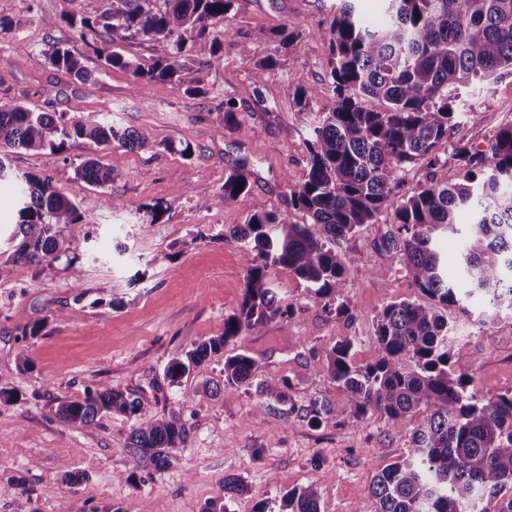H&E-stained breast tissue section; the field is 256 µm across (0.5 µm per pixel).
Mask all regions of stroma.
Listing matches in <instances>:
<instances>
[{
	"label": "stroma",
	"instance_id": "obj_1",
	"mask_svg": "<svg viewBox=\"0 0 512 512\" xmlns=\"http://www.w3.org/2000/svg\"><path fill=\"white\" fill-rule=\"evenodd\" d=\"M111 3L0 0V18L13 22L0 29V97L59 113L67 122L106 116L147 140L141 149L116 145L101 153L102 163L118 173L103 188L76 175L92 153L81 141H69L59 154L15 149L8 155L13 176L0 179V387L12 396H0V512H201L210 501L226 512H254L257 504L309 485L321 512H375L371 480L409 453L411 430L380 416L354 419L322 354L348 337L357 364L374 362L377 314L391 303L422 298L399 259L376 248L387 214L337 246L355 260L343 295L346 313L325 308L287 269L270 270L291 313L242 345L256 361V381L287 385V405L252 390L225 396L220 352L178 381L166 375L169 362L223 332L255 263V251L228 236L248 223L249 212L214 200L225 175L244 168L252 193L267 209L283 211L289 184L307 173L308 126L334 101L325 33L338 0H237L234 25L248 34L253 60L230 44L214 58L210 40H199L179 82L152 83L144 102L130 95L128 73L103 70L69 24L100 15ZM47 17L52 26L44 25ZM282 27L304 33L285 53L269 38ZM54 45L73 51L91 79L56 71L47 58ZM272 53L277 65L255 77L254 59ZM202 62L210 65L208 92L189 95ZM302 86L319 91L304 112L296 104ZM228 100L246 114L247 134L220 130ZM474 104L476 117L458 134L482 144L512 121V77L486 85ZM28 173L51 176L78 203L89 238L70 244L68 260L27 268L20 277L4 253L17 220L19 177ZM460 175L453 162L434 169L417 162L405 167L398 192L432 181L451 184ZM188 185L199 194H186ZM158 201L168 210L153 221L145 207ZM160 253L169 261L156 262ZM448 319L476 357L477 388L512 391V318L481 322L452 311ZM36 322L45 325L41 336H25ZM104 385L141 396L140 415L102 416L86 427L57 417L59 400ZM315 398L334 407L317 426L304 412ZM150 417L176 418L187 431L186 443L159 471L137 466L130 448L132 431ZM68 472L80 481L65 482ZM228 476L243 482V492H225Z\"/></svg>",
	"mask_w": 512,
	"mask_h": 512
}]
</instances>
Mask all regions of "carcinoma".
I'll return each instance as SVG.
<instances>
[{"label":"carcinoma","mask_w":512,"mask_h":512,"mask_svg":"<svg viewBox=\"0 0 512 512\" xmlns=\"http://www.w3.org/2000/svg\"><path fill=\"white\" fill-rule=\"evenodd\" d=\"M236 0H112V11L95 19L71 20L80 37L106 34L105 46L90 43L104 68L126 71L130 92L145 100L151 82L180 78L193 43L211 40L213 53L230 41L249 59L248 37L232 24ZM330 30L331 57L326 77L332 105L309 127V169L305 180L289 185L290 209L272 211L254 196L244 172L224 179L215 201L231 202L250 212L249 222L230 235L256 251L247 271L238 307L224 318V332L173 360L166 374L175 381L205 366L210 355L244 336H260L266 324L287 314L272 288L269 270L282 267L306 283L311 296L345 310L341 296L355 258L336 252L339 240L375 221L383 211L392 222L377 249L400 256L403 268L426 304L402 300L376 318L381 356L353 362L354 342L345 338L323 353L328 377L336 383L353 417L375 415L395 425H414L412 449L402 460L377 473L369 487L376 512H512V392L484 393L474 386V355L451 336L448 310L469 315L479 300L512 318V122L478 149L450 132L477 109L461 100V90L480 94L483 84L512 76V0H385L386 19L365 23L356 0H338ZM139 37L164 42L167 53L150 67L110 48L116 40ZM302 33L284 27L271 33L282 51ZM49 60L79 80L90 74L68 49L55 46ZM209 64L197 69L188 93H206ZM376 102L379 108H370ZM246 133L245 121L231 102L224 103L218 127ZM71 139L99 152L117 143L139 149L145 140L104 117L62 124L53 112H37L18 100L0 98V151L24 149L57 153ZM464 171L461 182H429L422 190L400 195L404 168L423 161L441 163V148ZM87 183L112 184L117 173L96 159L77 168ZM467 209L468 224L456 223ZM298 212L305 222L298 223ZM460 241L459 276L448 278L440 242ZM21 238L9 261L18 274L34 264L59 261L66 240L88 239L79 205L46 175L24 176L23 198L12 238ZM256 363L241 347L224 358V395L241 389L269 401L288 403L287 392L255 381ZM142 400L107 386L89 389L84 398L58 403L65 423L88 426L100 416H136ZM313 424L331 412L314 399L305 408ZM185 427L174 419L148 418L131 434L138 463L161 470L169 453L186 441ZM258 512H320L314 489L284 494L278 507Z\"/></svg>","instance_id":"cac0c4a2"}]
</instances>
